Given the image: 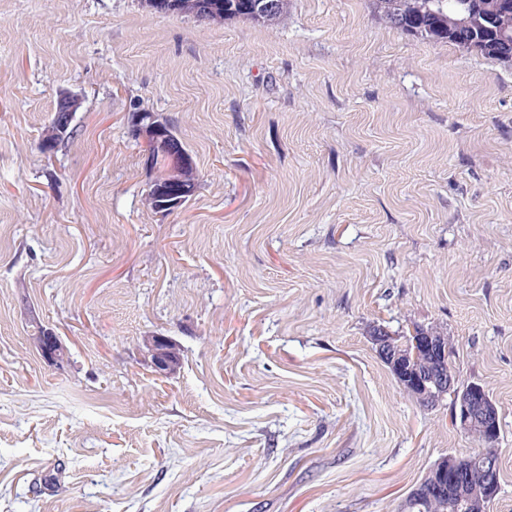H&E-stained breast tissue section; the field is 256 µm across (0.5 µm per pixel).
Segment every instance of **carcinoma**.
Masks as SVG:
<instances>
[{"instance_id": "carcinoma-1", "label": "carcinoma", "mask_w": 512, "mask_h": 512, "mask_svg": "<svg viewBox=\"0 0 512 512\" xmlns=\"http://www.w3.org/2000/svg\"><path fill=\"white\" fill-rule=\"evenodd\" d=\"M257 0H146L152 10L163 14L192 15L200 21L222 23L245 19L272 26L286 12L288 0H278L272 11L256 9ZM378 16L391 28L423 41L451 43L468 53L512 63V0H372ZM153 117L163 135L148 140L147 151L163 164L172 155L192 159L176 136L168 119L149 111L133 112L129 124L141 117ZM146 192L165 204L174 189L166 183L150 180ZM453 494L437 495L421 480L406 498L403 512H462L448 502Z\"/></svg>"}]
</instances>
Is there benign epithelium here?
I'll use <instances>...</instances> for the list:
<instances>
[{"label": "benign epithelium", "mask_w": 512, "mask_h": 512, "mask_svg": "<svg viewBox=\"0 0 512 512\" xmlns=\"http://www.w3.org/2000/svg\"><path fill=\"white\" fill-rule=\"evenodd\" d=\"M144 165L153 179L167 183L185 185L190 176L187 163L176 155L158 168L151 155H145ZM372 344L377 353L390 366L401 387L407 388L420 405H433L452 396L454 401V421L458 429L466 435L481 437L487 448L481 456L467 459L448 456L437 461L431 468V481L435 489L448 488L457 493L458 504L464 512H487L488 503L499 492L497 483L489 478L478 482L463 480L462 474L473 465L491 472L494 464V451L499 435V410L490 399L487 388L479 383L462 384L446 369L448 360L447 338L437 335L432 328L415 325L405 339L398 337L372 336ZM151 352V364L158 374L174 370L173 346L164 336H153L147 340ZM38 348L42 358L48 363L61 367L66 361V349L60 339L51 332L44 333ZM431 369L426 375L418 365Z\"/></svg>", "instance_id": "obj_1"}]
</instances>
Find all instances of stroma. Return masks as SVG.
Returning <instances> with one entry per match:
<instances>
[{"label": "stroma", "instance_id": "obj_1", "mask_svg": "<svg viewBox=\"0 0 512 512\" xmlns=\"http://www.w3.org/2000/svg\"><path fill=\"white\" fill-rule=\"evenodd\" d=\"M65 91L75 133L43 151ZM139 109L197 164L166 217ZM416 324L496 401L490 512H512V65L370 0H288L271 27L0 0V512H400L471 446L369 339ZM38 348L45 361L63 367L66 361V349L58 336H55L52 332L44 333L38 341ZM151 352V364L158 374H167L174 370L173 346L171 341L164 336H152L147 341Z\"/></svg>", "mask_w": 512, "mask_h": 512}]
</instances>
